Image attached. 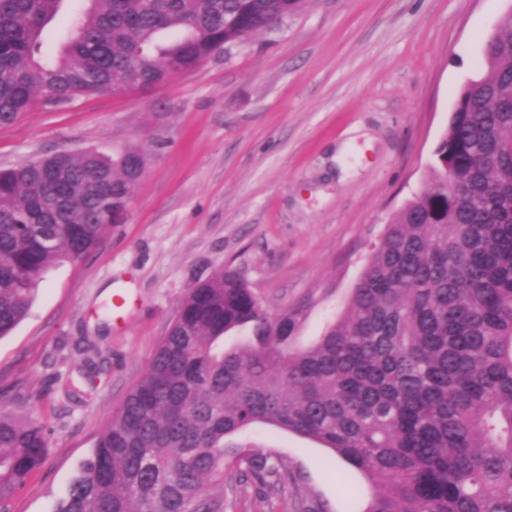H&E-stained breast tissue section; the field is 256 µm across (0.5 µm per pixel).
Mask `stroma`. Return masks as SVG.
I'll return each mask as SVG.
<instances>
[{"label":"stroma","instance_id":"1","mask_svg":"<svg viewBox=\"0 0 512 512\" xmlns=\"http://www.w3.org/2000/svg\"><path fill=\"white\" fill-rule=\"evenodd\" d=\"M511 5L304 0L158 89L40 101L0 126V169L59 151L135 146L150 158L123 223L51 269L0 339V413L51 432L8 512H53L182 299L217 269L236 270L269 310L305 305L297 345L321 336L390 215L424 189L458 93ZM89 341L102 352L92 370ZM242 438L287 455L334 512H362L371 496L320 444L262 424Z\"/></svg>","mask_w":512,"mask_h":512}]
</instances>
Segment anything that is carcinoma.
<instances>
[{"label": "carcinoma", "mask_w": 512, "mask_h": 512, "mask_svg": "<svg viewBox=\"0 0 512 512\" xmlns=\"http://www.w3.org/2000/svg\"><path fill=\"white\" fill-rule=\"evenodd\" d=\"M64 0H0V126L41 98L164 84L219 40L295 0H85L58 54L42 36ZM460 90L424 190L396 212L344 310L308 347L303 309L270 312L225 267L190 290L143 375L55 512H225L251 481L268 503L332 512L276 450L226 439L257 424L315 440L374 487L363 512H512V16ZM128 147L0 170V338L43 275L76 262L132 197ZM247 328L253 342L224 348ZM46 428L0 414V509L45 460Z\"/></svg>", "instance_id": "carcinoma-1"}]
</instances>
